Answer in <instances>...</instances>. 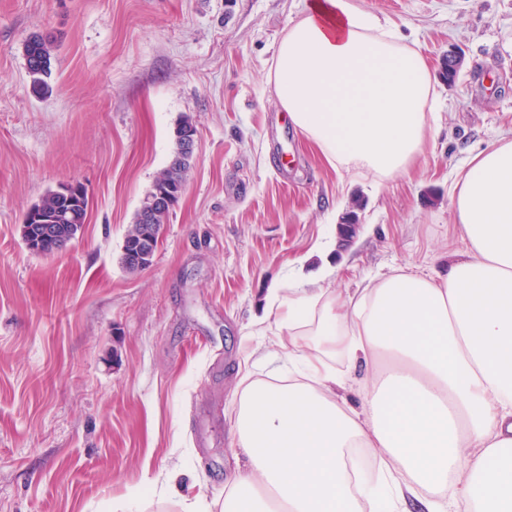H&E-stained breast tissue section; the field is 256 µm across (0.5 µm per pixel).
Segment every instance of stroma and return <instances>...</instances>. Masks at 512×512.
<instances>
[{
	"label": "stroma",
	"instance_id": "1",
	"mask_svg": "<svg viewBox=\"0 0 512 512\" xmlns=\"http://www.w3.org/2000/svg\"><path fill=\"white\" fill-rule=\"evenodd\" d=\"M306 3L0 0V512H196L236 466V387L264 371L244 352L282 351L259 329L271 283L326 247L342 295L399 266L442 271L461 249L450 188L512 137V0H358L420 44L438 99L425 155L381 184L334 170L267 82ZM34 33L55 46L41 96ZM185 118L184 192L152 264L127 273L123 240ZM66 182L87 192L83 231L32 254L22 216ZM53 43L43 35L35 34L24 43L26 69L34 92L48 88L47 79L52 73Z\"/></svg>",
	"mask_w": 512,
	"mask_h": 512
}]
</instances>
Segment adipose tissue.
I'll list each match as a JSON object with an SVG mask.
<instances>
[{
    "mask_svg": "<svg viewBox=\"0 0 512 512\" xmlns=\"http://www.w3.org/2000/svg\"><path fill=\"white\" fill-rule=\"evenodd\" d=\"M268 81L339 172L392 179L433 133L423 55L356 0H308ZM451 200L464 248L437 275L399 268L344 299L323 260L268 289L292 343L238 384L244 460L217 512H512V140L475 157ZM362 366L356 408L338 392ZM358 452L377 479L358 476Z\"/></svg>",
    "mask_w": 512,
    "mask_h": 512,
    "instance_id": "obj_1",
    "label": "adipose tissue"
}]
</instances>
